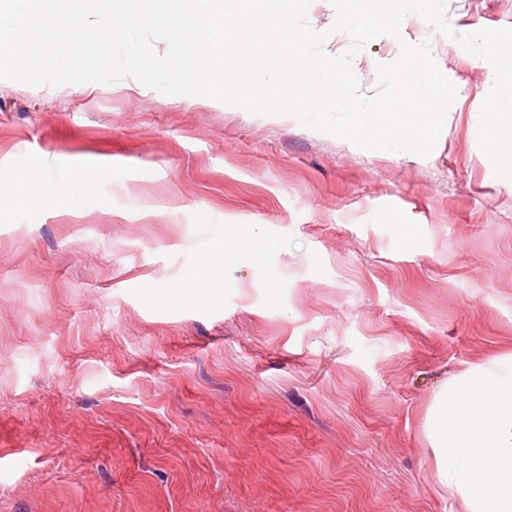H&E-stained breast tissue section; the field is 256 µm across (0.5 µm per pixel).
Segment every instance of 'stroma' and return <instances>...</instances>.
<instances>
[{"instance_id":"1","label":"stroma","mask_w":512,"mask_h":512,"mask_svg":"<svg viewBox=\"0 0 512 512\" xmlns=\"http://www.w3.org/2000/svg\"><path fill=\"white\" fill-rule=\"evenodd\" d=\"M460 33L512 0H448ZM426 157L136 79L0 80V512H458L425 418L512 358V182L484 60ZM400 40L353 60L366 94ZM223 249H216V242Z\"/></svg>"}]
</instances>
